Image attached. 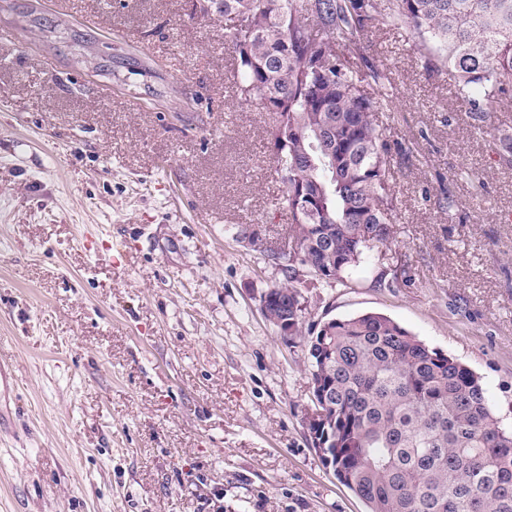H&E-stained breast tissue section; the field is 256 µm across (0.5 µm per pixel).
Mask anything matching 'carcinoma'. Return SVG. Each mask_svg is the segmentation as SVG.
<instances>
[{
	"instance_id": "1",
	"label": "carcinoma",
	"mask_w": 512,
	"mask_h": 512,
	"mask_svg": "<svg viewBox=\"0 0 512 512\" xmlns=\"http://www.w3.org/2000/svg\"><path fill=\"white\" fill-rule=\"evenodd\" d=\"M224 17L240 99L276 115L274 152L296 247L273 255L285 282L271 320L302 335L299 268L340 280L393 239L391 156L380 103L349 56L387 24L435 44L433 66L473 102L478 130L512 101V0H205ZM337 480L368 512H512V431L500 427L479 378L389 317L332 319L307 341Z\"/></svg>"
}]
</instances>
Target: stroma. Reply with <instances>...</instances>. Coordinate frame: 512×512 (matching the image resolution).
<instances>
[{"instance_id":"1","label":"stroma","mask_w":512,"mask_h":512,"mask_svg":"<svg viewBox=\"0 0 512 512\" xmlns=\"http://www.w3.org/2000/svg\"><path fill=\"white\" fill-rule=\"evenodd\" d=\"M194 2L0 0V512H367L307 435L304 337L262 314L270 119ZM432 49L380 26L352 59L391 82L398 221L303 326L385 314L512 428V105L480 133Z\"/></svg>"}]
</instances>
